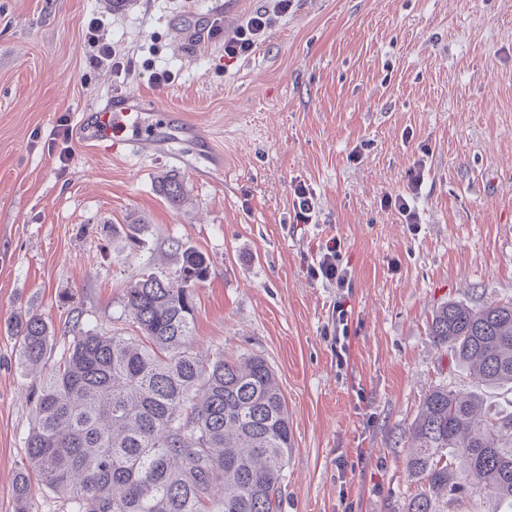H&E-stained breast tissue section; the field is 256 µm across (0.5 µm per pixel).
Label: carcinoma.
<instances>
[{
    "instance_id": "cac0c4a2",
    "label": "carcinoma",
    "mask_w": 512,
    "mask_h": 512,
    "mask_svg": "<svg viewBox=\"0 0 512 512\" xmlns=\"http://www.w3.org/2000/svg\"><path fill=\"white\" fill-rule=\"evenodd\" d=\"M159 192L177 205L183 183L170 175ZM175 254L174 269L142 267L125 288L130 331L77 334L40 380L15 512H33L29 469L69 512H279L293 435L276 375L257 355L197 360L193 288L209 260L191 246ZM12 336L22 364L42 367L46 321L29 314ZM428 336L477 385H512V300L444 302ZM480 407L446 383L424 396L405 459L418 489L402 512H448L468 492L465 473L480 478L491 512H512V413Z\"/></svg>"
}]
</instances>
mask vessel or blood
<instances>
[{
    "label": "vessel or blood",
    "mask_w": 512,
    "mask_h": 512,
    "mask_svg": "<svg viewBox=\"0 0 512 512\" xmlns=\"http://www.w3.org/2000/svg\"><path fill=\"white\" fill-rule=\"evenodd\" d=\"M161 127L178 139L196 131L186 118L172 117L170 111L147 106L144 98L129 94L110 97L102 107L83 115L78 124L82 144L95 150L147 149Z\"/></svg>",
    "instance_id": "obj_1"
}]
</instances>
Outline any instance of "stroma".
Segmentation results:
<instances>
[{
    "mask_svg": "<svg viewBox=\"0 0 512 512\" xmlns=\"http://www.w3.org/2000/svg\"><path fill=\"white\" fill-rule=\"evenodd\" d=\"M211 14L212 0H0V512H14L41 378L19 362L15 318H44L53 367L67 331L127 327L125 288L141 266L174 267L175 242L210 261L195 354L261 356L286 398L280 512H400L425 394L471 389L427 334L433 309L512 300V0H291L233 59ZM103 43L129 72L98 59ZM120 92L205 141L137 156L64 139ZM418 161L410 227L380 200L407 192ZM172 173L176 207L158 191ZM300 182L309 224L294 221ZM333 238L352 288L307 273Z\"/></svg>",
    "mask_w": 512,
    "mask_h": 512,
    "instance_id": "1",
    "label": "stroma"
}]
</instances>
